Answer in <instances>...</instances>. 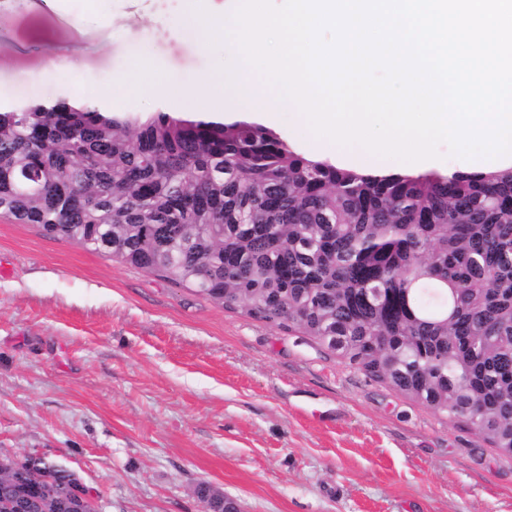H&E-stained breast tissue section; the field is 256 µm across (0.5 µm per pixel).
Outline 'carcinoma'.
Segmentation results:
<instances>
[{
  "mask_svg": "<svg viewBox=\"0 0 512 512\" xmlns=\"http://www.w3.org/2000/svg\"><path fill=\"white\" fill-rule=\"evenodd\" d=\"M296 330L512 456V167L375 174L247 121L0 107V216ZM0 467L15 512L63 468Z\"/></svg>",
  "mask_w": 512,
  "mask_h": 512,
  "instance_id": "cac0c4a2",
  "label": "carcinoma"
}]
</instances>
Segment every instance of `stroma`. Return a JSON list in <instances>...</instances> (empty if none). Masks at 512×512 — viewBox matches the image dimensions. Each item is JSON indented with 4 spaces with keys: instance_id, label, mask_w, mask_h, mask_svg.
Wrapping results in <instances>:
<instances>
[{
    "instance_id": "obj_1",
    "label": "stroma",
    "mask_w": 512,
    "mask_h": 512,
    "mask_svg": "<svg viewBox=\"0 0 512 512\" xmlns=\"http://www.w3.org/2000/svg\"><path fill=\"white\" fill-rule=\"evenodd\" d=\"M186 0H0V103L96 100L139 62L225 54ZM76 472L100 512H512V458L305 336L0 218V456Z\"/></svg>"
}]
</instances>
